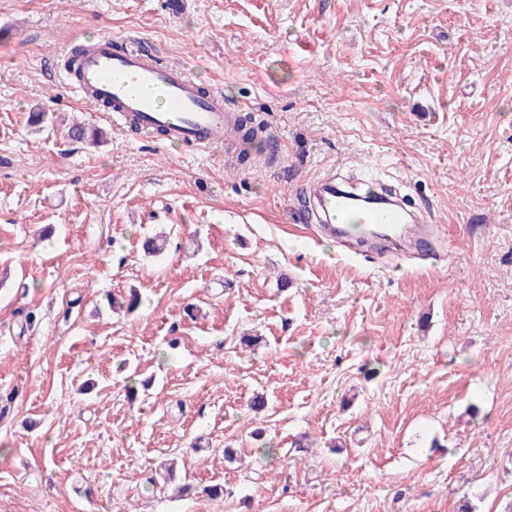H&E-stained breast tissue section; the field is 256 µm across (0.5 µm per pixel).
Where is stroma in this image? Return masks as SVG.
<instances>
[{"label":"stroma","instance_id":"1","mask_svg":"<svg viewBox=\"0 0 512 512\" xmlns=\"http://www.w3.org/2000/svg\"><path fill=\"white\" fill-rule=\"evenodd\" d=\"M101 35L258 145L70 140ZM335 167L430 215L428 258L300 221ZM465 503L512 512V0H0V512Z\"/></svg>","mask_w":512,"mask_h":512}]
</instances>
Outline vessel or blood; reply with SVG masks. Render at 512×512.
Segmentation results:
<instances>
[{"label": "vessel or blood", "mask_w": 512, "mask_h": 512, "mask_svg": "<svg viewBox=\"0 0 512 512\" xmlns=\"http://www.w3.org/2000/svg\"><path fill=\"white\" fill-rule=\"evenodd\" d=\"M111 44V37H101L81 59L73 93L105 105L107 117L137 122L170 141L208 148L233 135L238 109L222 92L201 95L183 67L162 66L138 46L116 53ZM310 189L329 234L343 239L350 225L377 224L387 228L388 240H409L421 253L432 241L428 225L417 223L400 201L365 204L362 195L337 187L335 172L312 178Z\"/></svg>", "instance_id": "vessel-or-blood-1"}]
</instances>
